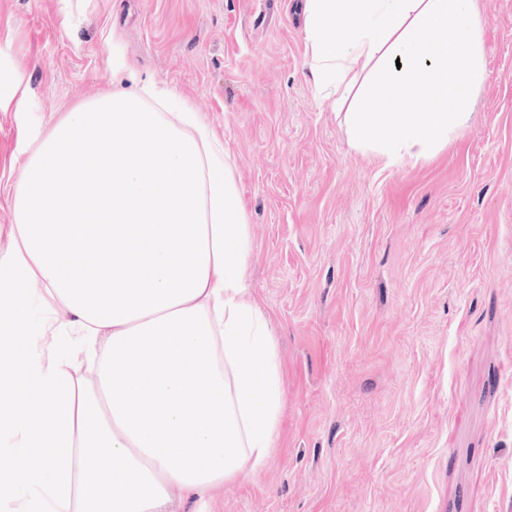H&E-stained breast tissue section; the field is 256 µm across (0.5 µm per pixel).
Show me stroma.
I'll return each instance as SVG.
<instances>
[{
	"mask_svg": "<svg viewBox=\"0 0 512 512\" xmlns=\"http://www.w3.org/2000/svg\"><path fill=\"white\" fill-rule=\"evenodd\" d=\"M303 4L0 0V225L29 133L126 62L223 137L276 319L277 446L209 512H512V0H475L462 135L388 168L316 97Z\"/></svg>",
	"mask_w": 512,
	"mask_h": 512,
	"instance_id": "35a3bbf8",
	"label": "stroma"
}]
</instances>
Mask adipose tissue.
Masks as SVG:
<instances>
[{"label": "adipose tissue", "instance_id": "ef3b65f1", "mask_svg": "<svg viewBox=\"0 0 512 512\" xmlns=\"http://www.w3.org/2000/svg\"><path fill=\"white\" fill-rule=\"evenodd\" d=\"M315 91L353 149L429 160L485 77L474 0H305ZM0 226V512H196L280 434L275 320L202 113L132 81L33 136ZM96 363L91 383L79 365ZM37 468H30L32 454Z\"/></svg>", "mask_w": 512, "mask_h": 512}]
</instances>
